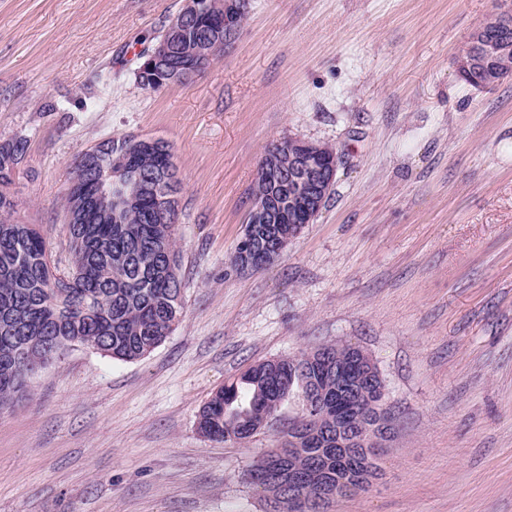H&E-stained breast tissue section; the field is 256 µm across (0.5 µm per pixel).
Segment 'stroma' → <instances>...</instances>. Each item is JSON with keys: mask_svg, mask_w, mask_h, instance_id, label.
Masks as SVG:
<instances>
[{"mask_svg": "<svg viewBox=\"0 0 512 512\" xmlns=\"http://www.w3.org/2000/svg\"><path fill=\"white\" fill-rule=\"evenodd\" d=\"M501 0H250L189 86L135 79L183 0H0V140L14 190L68 270L77 152L173 147L183 314L145 357L73 346L0 411V512H262L246 474L273 433L216 442L200 409L250 365L326 342L367 351L398 430L372 489L328 512H512V78L454 58ZM342 156L334 191L275 262L230 264L265 148ZM493 72L497 82L493 85L487 83V73ZM466 85L478 89H491L504 79L512 77V51L496 54L488 65H478L469 72L457 75Z\"/></svg>", "mask_w": 512, "mask_h": 512, "instance_id": "obj_1", "label": "stroma"}]
</instances>
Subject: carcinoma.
<instances>
[{
	"instance_id": "carcinoma-1",
	"label": "carcinoma",
	"mask_w": 512,
	"mask_h": 512,
	"mask_svg": "<svg viewBox=\"0 0 512 512\" xmlns=\"http://www.w3.org/2000/svg\"><path fill=\"white\" fill-rule=\"evenodd\" d=\"M497 82L512 77V51L495 55L487 65L459 75L466 85L489 89L487 73ZM96 168L86 173L87 193L112 181L114 153L130 146L127 136L105 141ZM25 138L0 145V409L26 396L31 377L22 373L21 356L30 342L55 345L54 359L74 345L91 348L114 360L131 362L149 354L171 333L183 312L180 283L169 273L179 264L175 225L156 219L157 199L165 196L169 158L159 150L135 151L130 164L148 177L142 200L117 215L93 206L68 225L70 269L59 274L46 238L35 224L3 215L17 212L12 186L28 152ZM318 352L330 362L349 359L346 344H323ZM312 351L283 357L273 374L262 361L219 388L201 408L199 432L212 441L244 442L267 414L280 411L304 379L290 377ZM321 444L312 440L293 455V465L306 471L317 460ZM379 468L358 450L331 464L330 479L340 497L361 491L359 480ZM305 506L297 507L288 490L280 493L275 512H327L315 507L316 486L301 491Z\"/></svg>"
}]
</instances>
